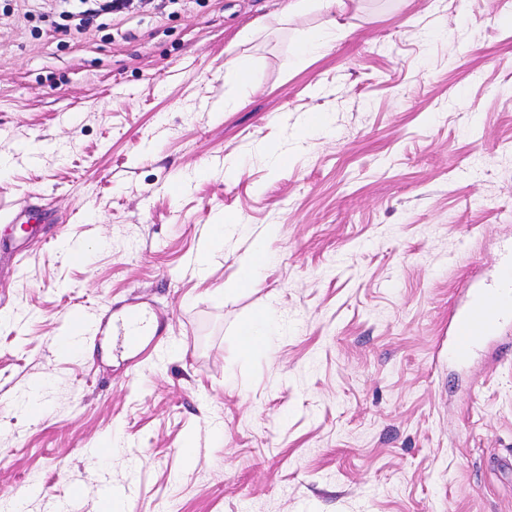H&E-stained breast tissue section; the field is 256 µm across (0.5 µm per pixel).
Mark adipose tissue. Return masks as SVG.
Returning a JSON list of instances; mask_svg holds the SVG:
<instances>
[{
    "label": "adipose tissue",
    "mask_w": 512,
    "mask_h": 512,
    "mask_svg": "<svg viewBox=\"0 0 512 512\" xmlns=\"http://www.w3.org/2000/svg\"><path fill=\"white\" fill-rule=\"evenodd\" d=\"M359 4L360 0H288L280 17H318V24L308 30L297 46L299 57L310 60L347 36L349 27L342 19L347 13L358 11Z\"/></svg>",
    "instance_id": "ef3b65f1"
}]
</instances>
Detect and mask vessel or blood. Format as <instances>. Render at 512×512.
<instances>
[{"label":"vessel or blood","instance_id":"1","mask_svg":"<svg viewBox=\"0 0 512 512\" xmlns=\"http://www.w3.org/2000/svg\"><path fill=\"white\" fill-rule=\"evenodd\" d=\"M512 318V245L499 258L493 281L486 286L475 285L467 302L451 317V342L448 357L455 361L470 358L487 337L499 335L503 324ZM116 343L133 346L152 331L150 314L134 308L118 318Z\"/></svg>","mask_w":512,"mask_h":512}]
</instances>
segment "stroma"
I'll use <instances>...</instances> for the list:
<instances>
[{
  "instance_id": "35a3bbf8",
  "label": "stroma",
  "mask_w": 512,
  "mask_h": 512,
  "mask_svg": "<svg viewBox=\"0 0 512 512\" xmlns=\"http://www.w3.org/2000/svg\"><path fill=\"white\" fill-rule=\"evenodd\" d=\"M283 7L135 0L83 28L79 0H0V496L25 512H512V322L447 355L512 242V0H363L301 65L314 21ZM311 112L328 134L302 138ZM137 306L158 336L114 351ZM224 78L236 86L240 101L255 86V69L252 56L241 53L224 63ZM266 252L263 240L257 241L251 255L244 261L241 267V276L237 281L239 288H254L259 284L258 272L265 263ZM276 330V318L273 311L267 310L247 322L241 332L243 343L252 348L255 336L273 335Z\"/></svg>"
}]
</instances>
